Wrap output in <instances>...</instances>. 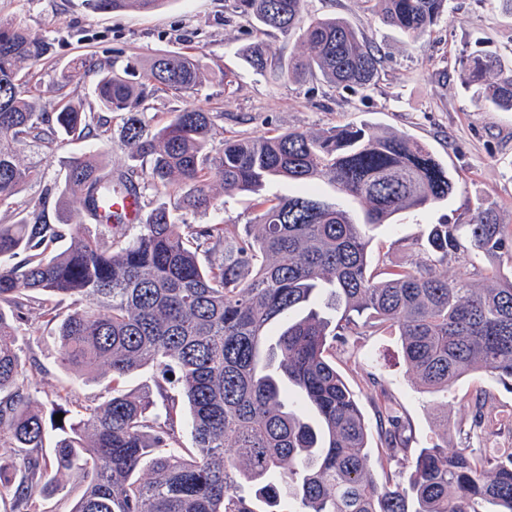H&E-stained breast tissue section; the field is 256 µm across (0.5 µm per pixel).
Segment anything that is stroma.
Instances as JSON below:
<instances>
[{"label": "stroma", "mask_w": 512, "mask_h": 512, "mask_svg": "<svg viewBox=\"0 0 512 512\" xmlns=\"http://www.w3.org/2000/svg\"><path fill=\"white\" fill-rule=\"evenodd\" d=\"M312 13L342 18L364 38L382 48L380 77L366 93L330 88L320 82L257 73L242 53L255 39L252 20L234 12L228 0H166L153 12H99L86 0H0V17L14 18L35 37L49 40V55L24 64L41 111H55L65 101L98 110L94 73L86 61L110 60L117 69L141 73L153 56L179 53L205 68L193 102L216 115L212 149L225 138L291 129L321 132L348 124L376 131H398L426 144L448 166L456 190L447 202L403 212L392 223L368 228L374 266H410L412 242L431 224L469 223L478 203L492 204L499 223L512 228V112L494 108L466 86L458 62L471 53L499 56L512 68V14L499 0H450L430 40L415 41L382 26L364 0H308ZM80 69V80L61 86L62 73ZM232 85H225V78ZM74 141L57 151L28 148L25 161L40 165V180L20 194L17 210L0 207V224H12L22 207L44 205L57 222L55 196L46 195L62 181L70 157L86 151ZM218 208L190 215L194 224H244L252 215L253 197L226 195ZM28 334L22 355L37 360L43 372L32 386L37 406L49 407L70 394L84 403L105 396L111 376L105 370L62 369L51 324L38 305L28 311ZM332 360L356 395L369 427L372 457L382 449L377 435L378 406L390 399L409 426L410 448H428L447 440L449 452L476 447L469 435L473 398L486 391L495 407L512 412V382L490 374L458 381L449 391L429 393L413 383L392 330L360 337L353 347H334Z\"/></svg>", "instance_id": "1"}]
</instances>
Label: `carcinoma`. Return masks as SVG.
I'll list each match as a JSON object with an SVG mask.
<instances>
[{
    "mask_svg": "<svg viewBox=\"0 0 512 512\" xmlns=\"http://www.w3.org/2000/svg\"><path fill=\"white\" fill-rule=\"evenodd\" d=\"M166 0H88L99 11H154ZM384 26L414 40L431 35L449 0H364ZM262 32L296 39L304 51L272 61L261 43L245 49L257 71L367 91L378 79L380 48L347 22L307 11V0H232ZM50 43L0 17V205L16 203L40 170L21 160L24 146L52 149L61 137L93 140L70 160L58 205L60 224L36 207L0 224V512H45L40 498L79 471L84 488L71 512H255L245 481L263 492L269 512H512V448L497 447L501 427L476 395L473 431L485 448L448 454L435 444L412 450L406 421L388 415L385 457L410 470L407 485L380 481L369 429L354 393L336 371L330 347L382 328L398 330L415 384L446 391L460 378L489 372L512 381V276L477 286L440 267L462 252L512 261V229L478 204L467 224H433L423 256L399 270H370L364 227L445 201L455 183L424 145L397 132L344 126L229 138L209 148L213 113L193 105L150 113L159 91L186 96L204 78L186 56L157 55L143 80L95 66L100 111L65 102L38 110L24 62L38 63ZM460 73L495 108L512 112V72L495 56L460 61ZM121 120L131 164L116 175L103 164L111 123ZM272 178L302 183L300 196L268 198ZM226 194L256 195L254 217L238 229L191 224L187 216L219 206ZM357 201L363 221L315 194L322 184ZM173 203L147 212L133 238L112 217V195ZM77 207L70 208V203ZM101 227L88 231L86 220ZM67 247L55 254L61 239ZM55 324L57 362L111 373L98 403H52L34 410L33 379L16 336L29 301ZM276 336L271 326L297 310ZM152 367L156 394L123 389ZM189 412L193 450L182 446L179 404ZM62 413L57 421L54 416ZM53 437V455L45 452Z\"/></svg>",
    "mask_w": 512,
    "mask_h": 512,
    "instance_id": "obj_1",
    "label": "carcinoma"
}]
</instances>
